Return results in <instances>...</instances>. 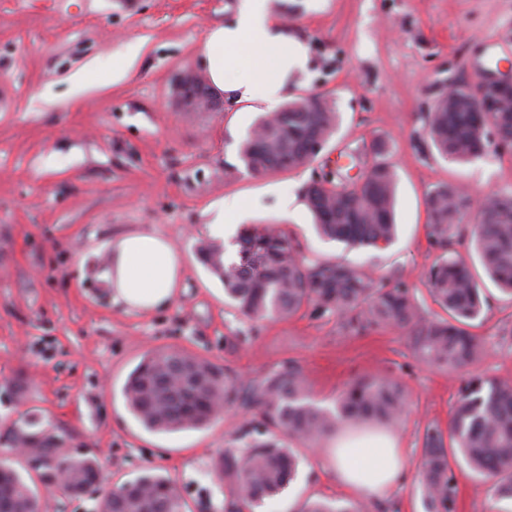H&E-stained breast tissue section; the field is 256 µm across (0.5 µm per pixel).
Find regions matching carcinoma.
Wrapping results in <instances>:
<instances>
[{"label": "carcinoma", "instance_id": "cac0c4a2", "mask_svg": "<svg viewBox=\"0 0 512 512\" xmlns=\"http://www.w3.org/2000/svg\"><path fill=\"white\" fill-rule=\"evenodd\" d=\"M461 102L438 100L427 114V135L438 154L455 163L482 156L491 146L483 133L486 116L471 112L458 85ZM495 131L512 140V112H496ZM340 115L335 102L315 96L308 107L300 97L280 112L261 114L241 141L238 159L255 178L306 168L315 160L308 151L314 138L329 142ZM346 172L308 181L303 197L319 235L352 248L385 249L394 240L397 172L388 143L373 140L347 154ZM358 169L355 175L349 171ZM474 206L459 183L432 187L426 195L427 238L436 259L426 280L432 301L445 313L431 315L403 283H376L363 269L342 262L308 264L274 225L244 227L235 240L236 257L204 244L202 263L224 283L229 304L255 321L285 318L305 308L334 314L350 331L398 329L426 364L450 374L469 370L484 353V338L474 332L487 303L469 265L450 253L462 237V213ZM478 260L499 289L512 296V191H496L478 212L473 231ZM123 397L129 412L147 430L160 433L200 428L224 407L235 406L253 417L243 437L246 448L216 460L213 472L229 497L224 512H254L265 498L293 481L298 452L336 431L344 422H400L409 400L400 383L385 376L361 377L341 393L334 409L317 405L300 369L291 362L243 382L228 369L185 351L165 348L144 356L129 374ZM37 448L36 468L46 489L62 497L88 493L101 482L95 455L60 451L62 439L24 419L4 438L21 437ZM0 457V512H41V494L15 467ZM492 481L493 499L512 501V380L473 375L465 379L453 406L448 430L429 423L422 438L416 475L426 512H456L457 482L453 466ZM367 505H334L308 499L299 512H365ZM98 512H183L173 483L149 472L107 491Z\"/></svg>", "mask_w": 512, "mask_h": 512}]
</instances>
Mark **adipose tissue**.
<instances>
[{
	"label": "adipose tissue",
	"instance_id": "obj_1",
	"mask_svg": "<svg viewBox=\"0 0 512 512\" xmlns=\"http://www.w3.org/2000/svg\"><path fill=\"white\" fill-rule=\"evenodd\" d=\"M198 66L230 104L275 111L287 97L295 72L310 65L307 45L291 33L274 0H239L231 21L208 29ZM110 260L101 277L113 302L134 313L167 308L180 285L182 258L168 238L134 232L108 243ZM339 484L358 499H385L406 473L407 456L387 436L356 442L339 436L325 455Z\"/></svg>",
	"mask_w": 512,
	"mask_h": 512
}]
</instances>
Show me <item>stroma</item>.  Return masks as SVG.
I'll return each instance as SVG.
<instances>
[{"label":"stroma","mask_w":512,"mask_h":512,"mask_svg":"<svg viewBox=\"0 0 512 512\" xmlns=\"http://www.w3.org/2000/svg\"><path fill=\"white\" fill-rule=\"evenodd\" d=\"M286 22L309 47L311 65L293 96L326 94L339 128L308 168L255 178L239 166L240 142L256 111L186 112L174 88L195 68L207 30L228 21L238 0H0V433L27 414L63 438L69 453L99 455L106 487L150 469L172 481L186 512H224L213 476L218 455L244 444L245 413L227 409L200 430L146 431L122 388L155 349H180L255 379L285 362L306 378L314 402L334 408L354 380L382 375L403 385L410 406L390 431L410 472L369 512H426L414 477L424 427H447L462 379L421 362L390 329L356 334L336 315L303 310L254 321L234 309L222 282L198 260L202 243L223 244L207 210L236 197L255 200L238 225L273 224L312 263L370 268L376 280L406 283L438 313L426 272L436 258L426 237L425 196L459 182L474 199L512 190V150L467 164L431 147L425 114L445 85L481 69L512 70V0H280ZM131 61L112 82L114 66ZM95 64L102 82L70 77ZM381 138L398 173L397 236L384 250L322 240L303 199L313 174L335 170L340 149ZM295 211L282 213V195ZM155 231L184 263L172 304L150 315L126 312L101 277L104 244ZM455 251L483 279L479 373L512 379V298L485 279L466 242ZM330 445L304 450L286 492L255 512H296L308 497L351 494L323 463ZM457 512H491L490 481L457 471Z\"/></svg>","instance_id":"1"}]
</instances>
